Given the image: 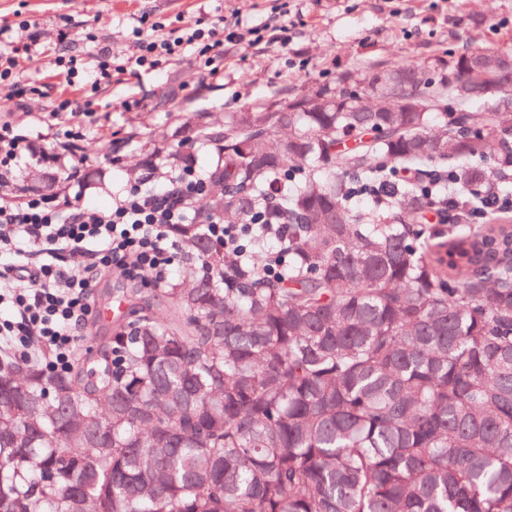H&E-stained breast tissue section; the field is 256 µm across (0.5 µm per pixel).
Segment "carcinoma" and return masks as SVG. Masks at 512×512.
<instances>
[{
	"instance_id": "obj_1",
	"label": "carcinoma",
	"mask_w": 512,
	"mask_h": 512,
	"mask_svg": "<svg viewBox=\"0 0 512 512\" xmlns=\"http://www.w3.org/2000/svg\"><path fill=\"white\" fill-rule=\"evenodd\" d=\"M197 133L205 213L288 225L287 273L177 224L205 271L90 378L0 361V512H512V213L417 228L470 223L438 174L476 202L512 166V53L346 70ZM362 183L392 204L352 208Z\"/></svg>"
}]
</instances>
